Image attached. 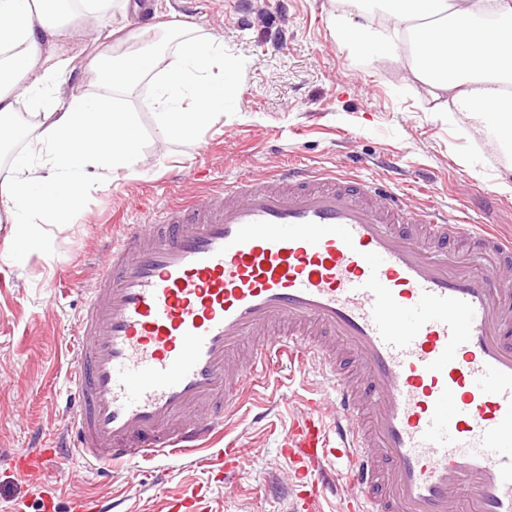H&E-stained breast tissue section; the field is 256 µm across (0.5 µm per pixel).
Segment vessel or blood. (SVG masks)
<instances>
[{"mask_svg":"<svg viewBox=\"0 0 512 512\" xmlns=\"http://www.w3.org/2000/svg\"><path fill=\"white\" fill-rule=\"evenodd\" d=\"M473 242L474 271L456 254ZM512 237L338 169L243 176L114 237L69 341V457L97 475L222 434L282 359L336 392L285 439L309 512H512Z\"/></svg>","mask_w":512,"mask_h":512,"instance_id":"1","label":"vessel or blood"}]
</instances>
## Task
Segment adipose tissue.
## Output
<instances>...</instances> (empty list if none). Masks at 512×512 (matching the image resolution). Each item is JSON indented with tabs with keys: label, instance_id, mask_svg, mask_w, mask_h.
<instances>
[{
	"label": "adipose tissue",
	"instance_id": "adipose-tissue-1",
	"mask_svg": "<svg viewBox=\"0 0 512 512\" xmlns=\"http://www.w3.org/2000/svg\"><path fill=\"white\" fill-rule=\"evenodd\" d=\"M114 0H0V145L27 113L33 149L0 172V215L12 241L39 248L43 225L65 231L84 196L144 166L142 129L129 103L152 80L154 137L195 138L239 90L224 41L170 23L172 59L143 47L149 29L109 25ZM339 46L356 59L395 62L404 85L422 88L449 120L512 152V0H326ZM93 33L85 69L99 93L64 94L70 27Z\"/></svg>",
	"mask_w": 512,
	"mask_h": 512
}]
</instances>
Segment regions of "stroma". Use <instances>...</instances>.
Instances as JSON below:
<instances>
[{
    "instance_id": "1",
    "label": "stroma",
    "mask_w": 512,
    "mask_h": 512,
    "mask_svg": "<svg viewBox=\"0 0 512 512\" xmlns=\"http://www.w3.org/2000/svg\"><path fill=\"white\" fill-rule=\"evenodd\" d=\"M326 0H169L176 20L223 37L224 53L241 65L240 90L230 109L195 141L157 146L143 83L131 103L144 131L150 164L86 195L70 228L20 264L9 250V226L0 223V512H43L42 485L54 486L56 512L72 495L121 493L125 512H166L169 499L194 490L204 512H287L292 466L282 452L293 419L319 395L331 409L326 377L305 365L276 368L251 391L222 438L188 460L124 462L111 483L97 482L78 463L64 461L33 481L10 464L33 445L53 447L70 424L59 395L69 358L71 325L87 288L101 273L104 250L123 224H138L144 204L184 203L224 182L263 175L291 163L346 168L396 184L407 203L433 202L486 224L512 230V162L484 138L469 135L466 120L449 122L431 102L401 89L395 66L368 64L340 49ZM123 224H115L114 216ZM243 454L245 471L221 480L212 458Z\"/></svg>"
}]
</instances>
